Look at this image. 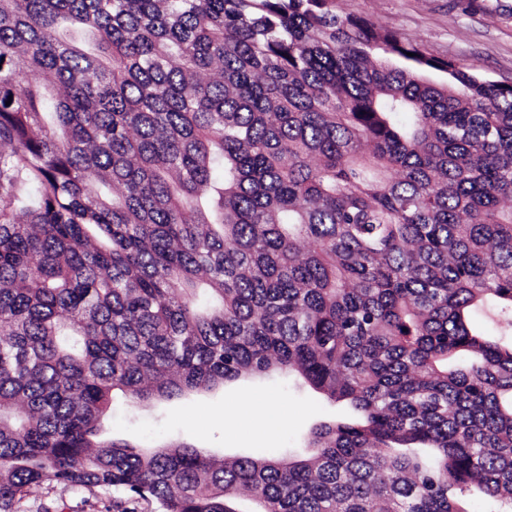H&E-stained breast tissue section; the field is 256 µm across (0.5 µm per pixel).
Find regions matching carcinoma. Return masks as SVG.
<instances>
[{"instance_id": "obj_1", "label": "carcinoma", "mask_w": 512, "mask_h": 512, "mask_svg": "<svg viewBox=\"0 0 512 512\" xmlns=\"http://www.w3.org/2000/svg\"><path fill=\"white\" fill-rule=\"evenodd\" d=\"M489 302L512 331V84L336 0H0V512H512ZM271 373L350 410L304 457L102 435ZM22 503L26 512H159L157 504L130 500L119 491H76L51 483L33 487Z\"/></svg>"}]
</instances>
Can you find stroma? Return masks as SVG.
Listing matches in <instances>:
<instances>
[{
  "mask_svg": "<svg viewBox=\"0 0 512 512\" xmlns=\"http://www.w3.org/2000/svg\"><path fill=\"white\" fill-rule=\"evenodd\" d=\"M343 14L369 19L418 42L435 57L471 67L488 79L512 83V0H339ZM265 394L287 407L288 422H265L256 437L241 436L246 414L228 413L224 402ZM340 410L294 379L274 377L229 383L167 403L131 405L115 400L107 430L144 448L186 443L216 455L254 449L301 452L312 425ZM24 512H159L157 504L130 500L118 491H76L45 483L23 500Z\"/></svg>",
  "mask_w": 512,
  "mask_h": 512,
  "instance_id": "35a3bbf8",
  "label": "stroma"
}]
</instances>
